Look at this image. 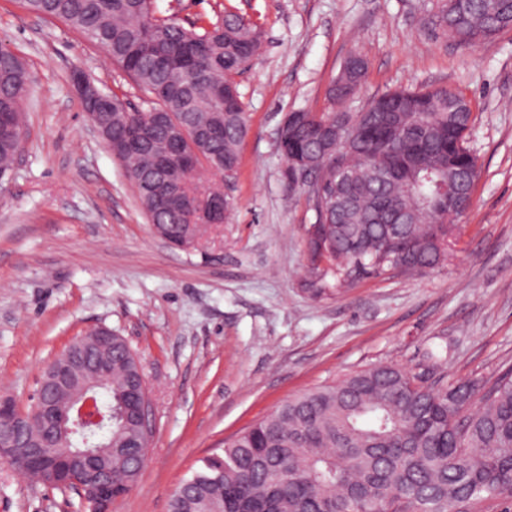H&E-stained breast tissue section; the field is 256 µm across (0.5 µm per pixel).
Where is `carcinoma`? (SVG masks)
Returning a JSON list of instances; mask_svg holds the SVG:
<instances>
[{
	"label": "carcinoma",
	"mask_w": 512,
	"mask_h": 512,
	"mask_svg": "<svg viewBox=\"0 0 512 512\" xmlns=\"http://www.w3.org/2000/svg\"><path fill=\"white\" fill-rule=\"evenodd\" d=\"M156 0H20L38 16L63 21L106 50L153 98L151 111L190 126L224 114V135L200 145L202 157L233 178L237 148L249 132L236 77L259 56L257 24L226 11L215 23L186 29L156 16ZM512 0H438L429 19L435 32L462 44L488 40L508 28ZM29 77L23 63L0 45V167L10 166L20 138ZM382 97L396 105L389 116L374 104L358 112H304L287 126L278 146L287 160L311 168L304 183L317 236H308L309 285L317 295L391 272L433 269L448 259L445 204L448 181L474 187L478 160L468 146L472 109L465 95L446 89L398 88ZM112 140L154 128L137 110L112 97ZM348 124L354 137L320 152L322 128ZM120 161L148 220L172 236L204 220L196 174L178 176L180 194L194 207L181 223L156 209L162 179L146 160ZM112 386L96 390L112 408L124 399L125 365L136 353L112 337ZM120 420H112V482L130 481L120 461ZM75 448L104 444L98 429L76 427ZM498 501L512 512V370L490 381L430 386L391 364L355 371L342 380L294 397L224 442L221 452L174 492L169 512H486Z\"/></svg>",
	"instance_id": "carcinoma-1"
}]
</instances>
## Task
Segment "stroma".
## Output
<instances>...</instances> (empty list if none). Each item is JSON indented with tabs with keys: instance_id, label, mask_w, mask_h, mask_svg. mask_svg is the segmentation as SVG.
Returning a JSON list of instances; mask_svg holds the SVG:
<instances>
[{
	"instance_id": "1",
	"label": "stroma",
	"mask_w": 512,
	"mask_h": 512,
	"mask_svg": "<svg viewBox=\"0 0 512 512\" xmlns=\"http://www.w3.org/2000/svg\"><path fill=\"white\" fill-rule=\"evenodd\" d=\"M437 0H157L183 27L234 11L263 31L238 79L251 131L224 192L223 226L193 249L155 236L121 162L85 119L71 77L143 110L147 97L104 49L60 20L0 0V44L29 73L22 157L0 177V392L30 404L45 366L99 327L124 336L155 408L149 459L113 512H168L202 458L278 405L374 364L448 379L512 368V30L476 45L434 34ZM366 62V104L399 87L471 102L472 203L447 263L317 296L306 285L315 215L289 183L277 132L328 112L345 60ZM0 512H86L0 462Z\"/></svg>"
}]
</instances>
